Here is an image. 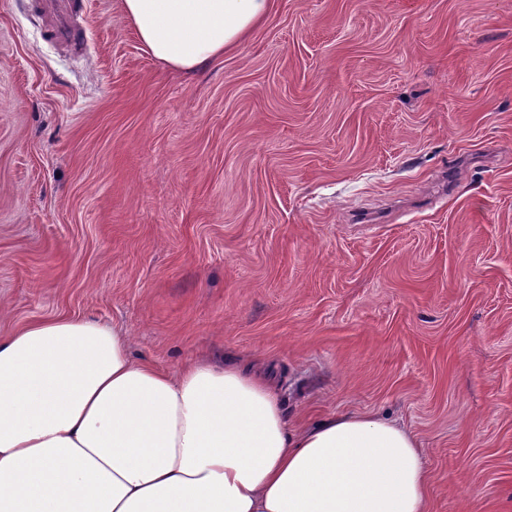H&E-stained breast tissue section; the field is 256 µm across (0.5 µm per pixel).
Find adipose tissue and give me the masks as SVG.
<instances>
[{"label": "adipose tissue", "mask_w": 512, "mask_h": 512, "mask_svg": "<svg viewBox=\"0 0 512 512\" xmlns=\"http://www.w3.org/2000/svg\"><path fill=\"white\" fill-rule=\"evenodd\" d=\"M158 61L191 71L273 0H122ZM425 453L364 414L294 429L270 378L236 361L175 371L89 318L0 336V512H427Z\"/></svg>", "instance_id": "1"}]
</instances>
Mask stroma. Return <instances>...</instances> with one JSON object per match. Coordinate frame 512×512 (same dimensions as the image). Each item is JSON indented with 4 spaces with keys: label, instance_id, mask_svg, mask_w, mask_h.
Masks as SVG:
<instances>
[{
    "label": "stroma",
    "instance_id": "35a3bbf8",
    "mask_svg": "<svg viewBox=\"0 0 512 512\" xmlns=\"http://www.w3.org/2000/svg\"><path fill=\"white\" fill-rule=\"evenodd\" d=\"M72 20L0 0V334L252 365L293 427L411 431L428 512H512V0H275L191 74ZM71 0H40L41 11L52 19L51 32L57 42L75 41V30L69 22Z\"/></svg>",
    "mask_w": 512,
    "mask_h": 512
}]
</instances>
